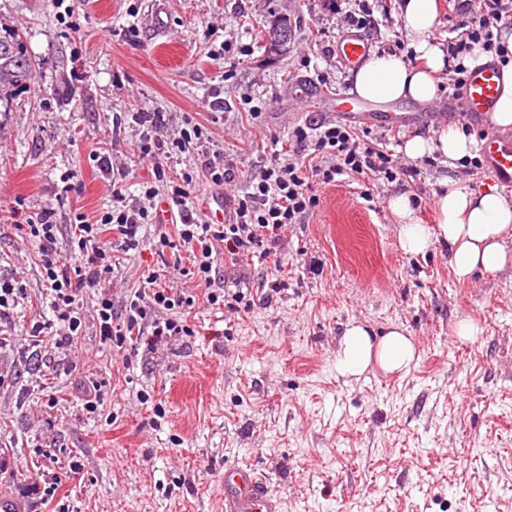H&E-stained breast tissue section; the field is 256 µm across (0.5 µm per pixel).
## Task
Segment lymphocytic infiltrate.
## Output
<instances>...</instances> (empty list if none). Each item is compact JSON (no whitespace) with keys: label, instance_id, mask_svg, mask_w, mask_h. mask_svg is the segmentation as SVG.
<instances>
[{"label":"lymphocytic infiltrate","instance_id":"f902f5d3","mask_svg":"<svg viewBox=\"0 0 512 512\" xmlns=\"http://www.w3.org/2000/svg\"><path fill=\"white\" fill-rule=\"evenodd\" d=\"M453 10L462 19L455 36L443 43L444 73L449 89L458 96L469 73L464 61L474 49L505 61L506 49L496 33L512 27V0H454ZM131 120L140 129L132 152L149 163L153 173L152 180L143 184L141 199L126 196L127 173L115 170L105 153L98 156L97 163L100 172L111 178L112 206L93 221L82 213L74 215L71 258H63L54 248L58 226L53 211L24 216L15 224L16 231L39 245L52 317L32 325L30 334L46 340L51 349L71 346L82 335L86 325L83 296L90 291L97 294L99 335L116 351H126L134 335L146 328L151 331L145 341L150 351L173 337L189 335L181 313L196 301L192 289L151 283L135 291L118 311L105 287L112 271L113 239H120L125 249H137L141 226L155 218L151 206L155 199L164 200L179 216L172 231L159 233L153 244L155 253L186 248L193 263L184 270V277L208 286L210 305L236 310L246 298L242 289L227 288L219 293L210 289L217 259L239 267L249 256L272 253L288 227L302 223L318 207L320 198L313 183L328 185L344 176L392 182L417 173L416 167L402 164L369 133H357L339 122L309 121L293 129L288 153L274 152L267 165L249 177L246 191L230 200L223 223L214 224L203 220L189 202L198 185L194 174L184 172L176 180L168 174L171 160L205 143L204 125L187 117L186 129L172 138L167 134L165 113L140 109L132 113Z\"/></svg>","mask_w":512,"mask_h":512}]
</instances>
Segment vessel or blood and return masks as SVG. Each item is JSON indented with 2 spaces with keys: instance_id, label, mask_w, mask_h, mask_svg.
Returning <instances> with one entry per match:
<instances>
[{
  "instance_id": "vessel-or-blood-1",
  "label": "vessel or blood",
  "mask_w": 512,
  "mask_h": 512,
  "mask_svg": "<svg viewBox=\"0 0 512 512\" xmlns=\"http://www.w3.org/2000/svg\"><path fill=\"white\" fill-rule=\"evenodd\" d=\"M148 28L155 40L168 31L167 0H151ZM372 54L368 35L359 29L344 32L336 44V56L347 71L363 66ZM502 85V73L494 62L474 68L468 75L461 105L439 110L438 118L455 116L478 126L482 133L481 154L486 171L501 185L512 189V135L494 127L493 114ZM296 97L319 112L358 122L371 119L376 110L372 103L353 91L333 96H319L303 83L296 84ZM280 502L265 478L254 468L231 465L224 469V512H279Z\"/></svg>"
}]
</instances>
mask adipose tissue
Segmentation results:
<instances>
[{
    "label": "adipose tissue",
    "instance_id": "ef3b65f1",
    "mask_svg": "<svg viewBox=\"0 0 512 512\" xmlns=\"http://www.w3.org/2000/svg\"><path fill=\"white\" fill-rule=\"evenodd\" d=\"M400 21L416 54L409 64L393 55L372 56L354 75V90L376 102L433 101L438 94V76L444 70V52L435 39L439 25L437 0H401ZM458 160L470 152V143L458 129H443L436 143L416 137L407 141L405 153L417 158L430 150ZM435 226L418 223L409 197L391 195L388 207L399 222V244L406 253L426 252L433 241L447 242L451 267L461 280L474 273H496L512 264V201L495 189L480 192L447 187L436 199ZM417 350L401 330L393 329L374 338L361 324H351L339 341L337 373L345 378L362 375L378 366L387 373L406 372L415 363Z\"/></svg>",
    "mask_w": 512,
    "mask_h": 512
}]
</instances>
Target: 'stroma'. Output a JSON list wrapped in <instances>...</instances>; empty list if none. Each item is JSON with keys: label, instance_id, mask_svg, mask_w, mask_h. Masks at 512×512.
<instances>
[{"label": "stroma", "instance_id": "obj_1", "mask_svg": "<svg viewBox=\"0 0 512 512\" xmlns=\"http://www.w3.org/2000/svg\"><path fill=\"white\" fill-rule=\"evenodd\" d=\"M149 2L0 0V35H21L37 63L34 89L0 101V210L53 209L61 256L71 213L112 205L97 153L129 168V195L151 177L129 150L137 127L114 128V114L167 113L173 135L223 87L206 150L174 168L198 174L204 151L229 155L241 193L289 128L324 120L295 99L296 83L322 74L327 92L352 85L336 57L301 64L306 43L332 47L341 36L333 0H271L262 11L252 0H168L163 47L147 31ZM369 2L374 53L405 56L400 0ZM278 17L290 19L292 39L273 50L264 31ZM130 26L133 44L122 35ZM226 40L231 59L213 60ZM258 97L266 108L254 118ZM447 181L475 192L494 184L469 160L440 157L376 192L421 197L415 216L429 225ZM362 192L347 181L319 187L313 215L243 271L248 308L197 302L191 335L129 357L97 335L89 294L71 347L34 344L32 325L52 317L37 246L0 220V278L27 288L0 318V497L20 512H221L224 468L245 462L266 476L280 512H512V266L458 281L447 246L405 254L395 216L371 210ZM158 232L144 225L138 249L115 248L105 283L115 309L164 264L190 268L178 250L155 253ZM275 278L277 292L267 286ZM352 321L378 335L401 329L417 366L403 377L374 366L340 378L338 339ZM463 321L480 336L459 339ZM95 383L92 409L85 395Z\"/></svg>", "mask_w": 512, "mask_h": 512}]
</instances>
